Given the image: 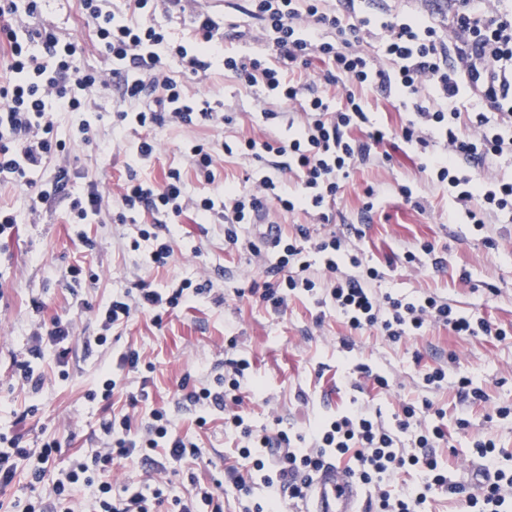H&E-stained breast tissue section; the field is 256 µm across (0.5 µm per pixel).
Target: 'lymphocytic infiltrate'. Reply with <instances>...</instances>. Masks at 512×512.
<instances>
[{"label": "lymphocytic infiltrate", "mask_w": 512, "mask_h": 512, "mask_svg": "<svg viewBox=\"0 0 512 512\" xmlns=\"http://www.w3.org/2000/svg\"><path fill=\"white\" fill-rule=\"evenodd\" d=\"M80 7L101 51L112 61L108 71L81 66L83 48L78 42L47 30L21 29L16 23V0H0V40L6 45L10 72L8 81L0 85V183L37 186L42 203L63 193L68 184L63 172L53 182L37 181L59 146L47 113L91 111L92 93L115 89L128 104L117 114L125 126L224 122V115L209 102L189 97L173 71L209 69L219 52L214 41L218 29L239 39L249 35L236 22L221 24L200 16L194 20L192 43L171 42L154 15L159 10L177 13L182 0H126L122 17L107 10L103 0H80ZM248 14L260 23L257 38L267 53L250 57L225 51L224 71L246 92L275 101V108L262 112L265 122L281 119V106L299 104V132L287 140L240 139L236 154L265 163L274 173L252 189L225 185L219 204L209 197L188 196L180 170L172 167L162 182L132 177L121 185L124 209L154 218L151 228L138 231L152 244L150 267L165 266L173 252L170 238L159 235L164 222H178L190 212L199 218L220 212L225 247L257 259L262 252L249 226L260 209L273 207L286 214L312 210L320 221H328L325 207L335 201L343 181L369 164L373 149L389 140V129L371 121L360 96L364 90L379 92L408 110L399 137L427 149L420 170L431 182L447 187L455 215L480 229L491 219L512 217V177L472 175L489 158L512 159L511 7L494 0L492 11L484 13L472 0H461L447 29L428 24L421 15L390 9L372 12L367 0H341L337 5L330 0H249ZM368 35L375 40L370 53L358 48ZM315 59L326 67L327 89L320 93L307 92L305 84L290 76ZM337 84L343 89L338 103L328 93ZM434 141L439 142V150H430ZM284 170L297 172L300 192H288L277 179V172ZM306 239L311 242L307 249L302 246ZM274 246L277 257L268 271L277 281L264 283L263 301L278 306L288 293L312 292L322 283L351 330L375 329L394 343L428 326L446 328L457 336L507 335L484 319L458 312L434 294L377 295L374 283L380 272L349 252L345 237L333 235L314 242L301 227L293 235L280 233ZM307 250L323 260L322 281L309 275L312 263L302 257ZM340 253L345 254L346 265L337 262ZM292 265L297 273H289ZM182 295L179 289L168 294L146 290L130 302L111 301L99 316L104 329H114L124 325L133 310L173 307ZM248 367V361L234 362L216 387L184 396L191 406L224 411L225 427L239 431L243 438L239 455L248 465L245 471L230 472L239 512H285L288 503L306 498L315 472L339 462L374 493L375 512H423L435 491L465 495L467 512H505L512 502V467L493 440H478L472 446L488 473L478 493L465 494L462 485L449 480L439 455L448 445V433L438 423L444 411L430 399L403 404L389 424L380 414L355 405L303 433L291 434L276 425L257 430L240 414L226 411L228 404L242 403ZM104 434L103 447L73 457L68 470L53 482L55 512H78L72 490L80 484L94 492L79 512H155L163 502L162 490L147 494L127 487L114 489L113 459L135 454L146 459L161 448L178 461L196 450L194 443L174 435L162 409L153 410L144 434L132 435L126 417L106 423ZM410 471L420 474V482L406 492L391 493L392 480ZM255 483L266 488V504L251 502Z\"/></svg>", "instance_id": "obj_1"}]
</instances>
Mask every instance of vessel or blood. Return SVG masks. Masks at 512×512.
<instances>
[{
  "mask_svg": "<svg viewBox=\"0 0 512 512\" xmlns=\"http://www.w3.org/2000/svg\"><path fill=\"white\" fill-rule=\"evenodd\" d=\"M362 495L344 466L331 464L314 476L301 512H362Z\"/></svg>",
  "mask_w": 512,
  "mask_h": 512,
  "instance_id": "obj_1",
  "label": "vessel or blood"
}]
</instances>
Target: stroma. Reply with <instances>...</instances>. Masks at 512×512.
Wrapping results in <instances>:
<instances>
[{
	"label": "stroma",
	"instance_id": "stroma-1",
	"mask_svg": "<svg viewBox=\"0 0 512 512\" xmlns=\"http://www.w3.org/2000/svg\"><path fill=\"white\" fill-rule=\"evenodd\" d=\"M183 6L174 17L160 19L176 41L191 40L198 15L220 18L231 8L242 25L258 26L246 14L247 0H183ZM18 20L79 40L86 67L111 68L81 15L79 0H41L37 13L19 14ZM182 82L188 94L233 114V123H168L148 131L128 127L117 137L112 126L124 104L113 91L99 99L97 111L48 113L55 137L66 148L55 154L41 179L52 181L63 168L70 181L65 194L41 206L39 218L31 216L37 187L0 185V204L18 216L15 233L0 238V434L20 435L26 448L57 440L53 468L59 471L75 454L102 446V426L112 416H129L132 431L140 433L152 410L165 409L173 430L196 444L197 455L177 463L161 454L150 462L137 455L116 460L112 482L136 488L163 483L166 498L159 512H178L176 499L194 495L196 486L224 480L228 469L245 466L236 450L239 435L225 429L223 413L200 414L182 397L184 391L213 383L230 371L233 361L244 359L250 363L247 383L262 388L261 396L245 394L242 405L243 415L257 427L277 417L282 428L303 431L316 418L339 413L353 401L388 420L402 403L431 396L446 411L444 423L453 447L447 457L450 476L467 493L478 492L483 462L470 453L473 440L487 436L512 451V415L497 413L498 407L512 405V335L498 341L430 327L394 344L374 330H350L331 305L318 304L315 296L302 291L273 309L250 292L252 284L266 281L265 268L250 255L225 248L224 225L213 217L203 224L187 219L175 229L173 255L165 268L148 267L149 242L132 246L133 226L118 221L124 211L118 183L133 174L157 181L170 167L189 171L187 148L204 143L215 152L216 181L206 185L188 179L187 192L218 201L225 183H254L267 172L258 162L225 154L224 143L289 135L287 119L262 124L265 101L247 97L225 75L221 60H213L207 71L184 75ZM86 125L94 134L90 143L82 140ZM145 137L157 146L149 160L139 159L136 151ZM419 163V151L405 146L393 151L391 160L380 158L352 172L330 208L329 223H315L300 211L280 213L276 219L291 227L304 225L315 238L346 235L364 263L382 272L378 293L415 298L434 292L464 314L512 327V220L496 218L480 230L464 222L449 223L454 203L442 188L427 182ZM91 180L98 182L105 205L95 223H73L71 203ZM402 184L412 188V199L399 194ZM368 199L374 208L366 213L362 206ZM426 242L434 244L442 268L407 267L404 254ZM73 266L82 270L75 279L68 274ZM204 281L210 292L194 293V284ZM178 287L183 297L177 307L134 312L122 327L104 330L97 316L110 301L137 297L140 289L166 293ZM55 318L75 325L62 365L56 348L36 337ZM101 335L107 341L100 345L96 339ZM36 345L42 358L35 363L40 382L34 387L14 361ZM131 350L140 355L133 370L120 363ZM438 365L446 367L447 382L440 391L426 393L419 373ZM104 369L115 382L112 397L90 399ZM375 372L393 379V388H379L371 378ZM464 374L483 391L484 402H459L454 383ZM462 418L467 421L463 427L458 424ZM29 467L21 462L15 480L0 488V512H18L19 504L30 499H49L48 482L30 483Z\"/></svg>",
	"mask_w": 512,
	"mask_h": 512
}]
</instances>
